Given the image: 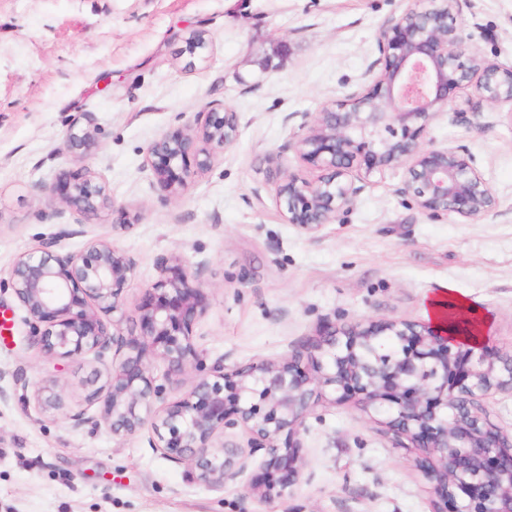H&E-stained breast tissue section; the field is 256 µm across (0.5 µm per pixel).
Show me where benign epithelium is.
<instances>
[{
	"label": "benign epithelium",
	"mask_w": 512,
	"mask_h": 512,
	"mask_svg": "<svg viewBox=\"0 0 512 512\" xmlns=\"http://www.w3.org/2000/svg\"><path fill=\"white\" fill-rule=\"evenodd\" d=\"M460 11L461 0H412L379 31L381 68L371 84L302 116L289 147L323 174L314 180L279 174L275 197L287 223L316 233L352 205L362 190L358 182L398 169L400 191L431 216L475 219L495 209L470 156L421 142L429 121L461 88L472 87L490 105H512V65L467 49ZM238 136L236 113L209 105L185 130L153 141L147 163L177 198ZM94 139V130L73 124L64 148H85ZM41 189L82 216L110 203L88 169L62 172ZM77 233L62 228L19 254L10 277L26 320L45 326L37 344L49 358L101 359L112 352L105 381L97 373L87 382L86 399L98 415L88 419L80 411L75 421L89 420L118 437L146 428L153 447L190 464L211 487L236 480L262 450L263 477L250 490L272 501L285 495L302 467L296 437L315 399L327 388L353 391L363 409H384L394 445L418 450L415 465L432 483L431 512H512V433L490 421L484 404L493 390L512 394L511 355L453 339L429 320L371 321L323 334L305 355L230 368L221 357L191 377L183 398L170 401L172 376L195 367L192 333L207 309L206 262L192 268L176 255L161 258L159 278L141 306L139 336L128 337L118 313L134 260L104 238L80 253L63 251L60 242ZM149 355L166 364L162 378L152 374ZM35 402L60 408L61 393L39 387ZM238 427L250 434L247 453L224 445L225 431Z\"/></svg>",
	"instance_id": "benign-epithelium-1"
}]
</instances>
